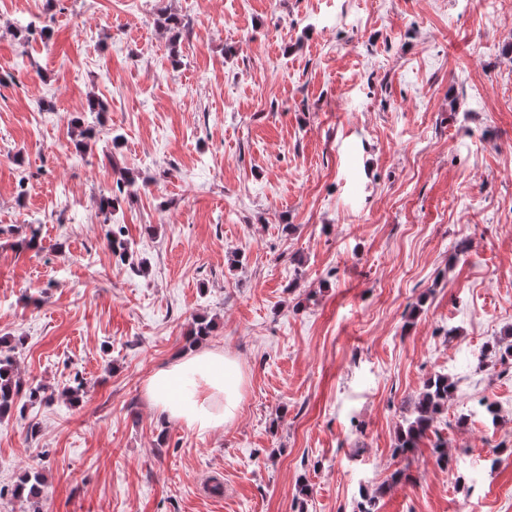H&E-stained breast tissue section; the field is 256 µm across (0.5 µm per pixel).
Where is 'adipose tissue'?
<instances>
[{"label": "adipose tissue", "mask_w": 512, "mask_h": 512, "mask_svg": "<svg viewBox=\"0 0 512 512\" xmlns=\"http://www.w3.org/2000/svg\"><path fill=\"white\" fill-rule=\"evenodd\" d=\"M241 383L233 360L202 348L155 373L147 391L171 419L203 433L235 419Z\"/></svg>", "instance_id": "adipose-tissue-1"}]
</instances>
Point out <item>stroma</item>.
Masks as SVG:
<instances>
[{"label":"stroma","mask_w":512,"mask_h":512,"mask_svg":"<svg viewBox=\"0 0 512 512\" xmlns=\"http://www.w3.org/2000/svg\"><path fill=\"white\" fill-rule=\"evenodd\" d=\"M199 317L242 375L208 433L145 390ZM0 339L48 395L0 512H512V0H0ZM455 389L448 375L435 374L425 381L423 390L415 402L413 414L400 430L398 449L408 452L416 448L419 440L429 431ZM44 483V477L39 471L27 472L22 477L17 491L21 495L26 492L27 500L35 505L39 502Z\"/></svg>","instance_id":"stroma-1"}]
</instances>
